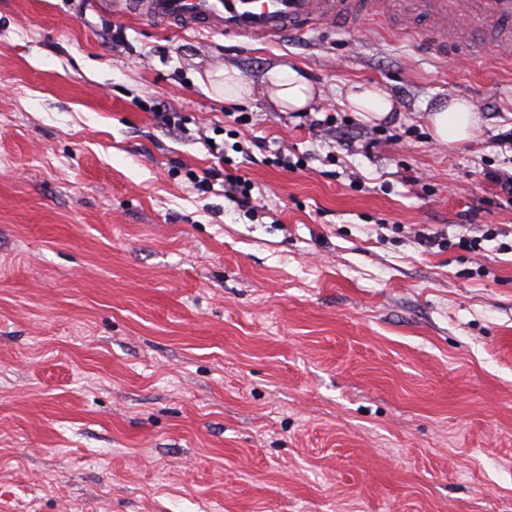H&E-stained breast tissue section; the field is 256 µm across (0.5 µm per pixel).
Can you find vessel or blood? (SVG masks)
<instances>
[{
	"instance_id": "vessel-or-blood-1",
	"label": "vessel or blood",
	"mask_w": 512,
	"mask_h": 512,
	"mask_svg": "<svg viewBox=\"0 0 512 512\" xmlns=\"http://www.w3.org/2000/svg\"><path fill=\"white\" fill-rule=\"evenodd\" d=\"M385 0H128L127 10L181 28H209L228 36L298 33L317 21H356L380 14ZM406 18L424 19L440 42L493 49L512 58V36L488 41L475 24L512 20V0H401Z\"/></svg>"
}]
</instances>
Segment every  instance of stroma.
I'll use <instances>...</instances> for the list:
<instances>
[{
	"mask_svg": "<svg viewBox=\"0 0 512 512\" xmlns=\"http://www.w3.org/2000/svg\"><path fill=\"white\" fill-rule=\"evenodd\" d=\"M113 9L0 0V512H512V58L395 4L252 39ZM449 97L468 144L427 130ZM234 144L254 214L196 185ZM267 92L269 99L281 111L296 112L308 104L314 88L298 70L288 68L268 73ZM339 94V103L367 123H381L395 110L390 95L378 84H352ZM431 137L439 144H460L472 140L482 120L473 105L464 99L442 102L426 115Z\"/></svg>",
	"mask_w": 512,
	"mask_h": 512,
	"instance_id": "stroma-1",
	"label": "stroma"
}]
</instances>
